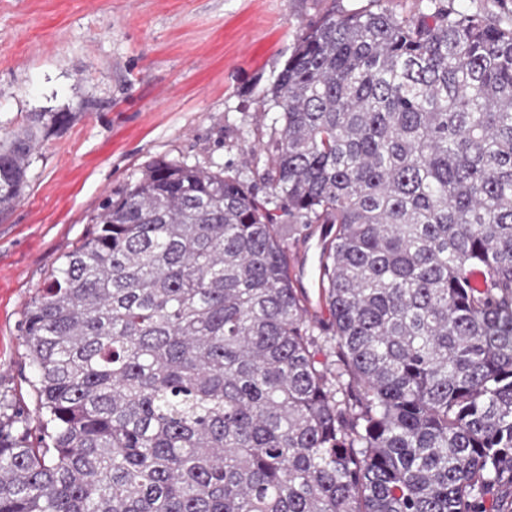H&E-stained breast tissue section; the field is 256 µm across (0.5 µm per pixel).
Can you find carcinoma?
Masks as SVG:
<instances>
[{"label": "carcinoma", "mask_w": 512, "mask_h": 512, "mask_svg": "<svg viewBox=\"0 0 512 512\" xmlns=\"http://www.w3.org/2000/svg\"><path fill=\"white\" fill-rule=\"evenodd\" d=\"M268 95L270 197L155 158L38 290L40 438L0 425V512H504L512 29L451 0L332 14ZM71 118L0 143L1 214ZM314 224L326 319L288 248ZM447 3L448 0H381L380 4L389 8L401 17H411L420 13H429L436 4ZM444 1V2H443Z\"/></svg>", "instance_id": "1"}]
</instances>
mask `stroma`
<instances>
[{
    "mask_svg": "<svg viewBox=\"0 0 512 512\" xmlns=\"http://www.w3.org/2000/svg\"><path fill=\"white\" fill-rule=\"evenodd\" d=\"M439 0H0V141L34 112H72L38 142L0 215V401L36 421L27 308L85 237L102 199L168 156L259 176L282 129L267 91L298 37L331 14ZM255 148L252 163L244 153Z\"/></svg>",
    "mask_w": 512,
    "mask_h": 512,
    "instance_id": "1",
    "label": "stroma"
}]
</instances>
